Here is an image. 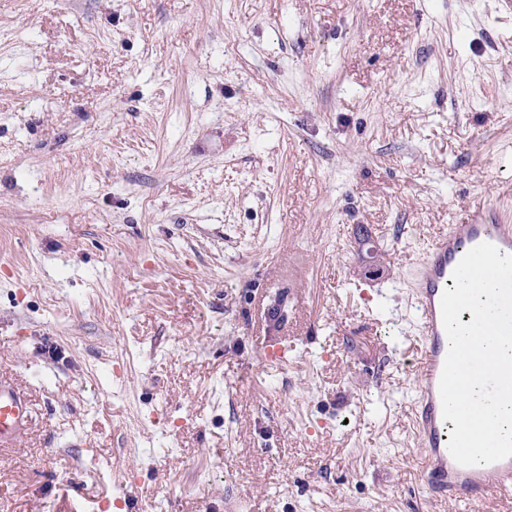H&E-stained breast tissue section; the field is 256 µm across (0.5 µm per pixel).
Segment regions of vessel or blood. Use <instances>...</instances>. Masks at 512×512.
Instances as JSON below:
<instances>
[{"mask_svg": "<svg viewBox=\"0 0 512 512\" xmlns=\"http://www.w3.org/2000/svg\"><path fill=\"white\" fill-rule=\"evenodd\" d=\"M489 243L512 254V224L494 219L489 212L474 211L469 222L452 224L429 243L419 259L411 293L421 330L416 360L417 400L410 421L424 450L422 489L428 499L466 503L498 495L512 496V457L490 464H458L448 449L450 425L445 422L439 382L449 349L441 315V298L452 283V273L473 247ZM33 419L28 398L12 379L0 375V448L15 447Z\"/></svg>", "mask_w": 512, "mask_h": 512, "instance_id": "b4317fda", "label": "vessel or blood"}]
</instances>
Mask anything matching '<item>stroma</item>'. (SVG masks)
<instances>
[{"mask_svg": "<svg viewBox=\"0 0 512 512\" xmlns=\"http://www.w3.org/2000/svg\"><path fill=\"white\" fill-rule=\"evenodd\" d=\"M479 205L504 0H0V512H512L432 503L410 426L413 270ZM33 411L28 398L10 378L0 375V449L17 445L28 430Z\"/></svg>", "mask_w": 512, "mask_h": 512, "instance_id": "obj_1", "label": "stroma"}]
</instances>
